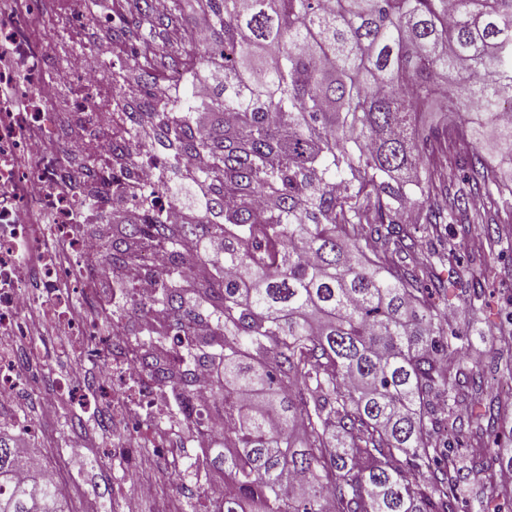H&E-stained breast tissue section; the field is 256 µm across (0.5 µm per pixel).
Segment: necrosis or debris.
Segmentation results:
<instances>
[{
	"label": "necrosis or debris",
	"mask_w": 512,
	"mask_h": 512,
	"mask_svg": "<svg viewBox=\"0 0 512 512\" xmlns=\"http://www.w3.org/2000/svg\"><path fill=\"white\" fill-rule=\"evenodd\" d=\"M47 14L46 0H0V337L25 341L59 328L66 349L94 346L100 370L80 390L69 377H59L51 408L108 405L113 457L150 448L174 474L184 459L177 446L183 423L168 388L142 369L128 311L99 288L102 278L122 279L126 270L100 262L101 246L87 227L98 220L97 199L126 183L143 192L129 199L134 210L147 198L164 217L175 203L153 189L162 162L156 153L142 150L116 179L91 160L94 152L114 155L119 144L115 128L123 116L100 92L101 75L112 61L86 46L65 71L83 96L62 102L61 80L49 74V38L41 24ZM36 363L51 365L38 351L24 357L0 344V400L30 389ZM223 423L215 415L193 431L198 478L207 504L215 506L223 503L227 486L208 482L205 443ZM126 480L127 487L118 490L121 512H139L144 496L156 512H177L173 491L153 477L131 469Z\"/></svg>",
	"instance_id": "1"
}]
</instances>
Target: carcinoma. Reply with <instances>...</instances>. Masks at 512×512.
<instances>
[{"instance_id":"obj_1","label":"carcinoma","mask_w":512,"mask_h":512,"mask_svg":"<svg viewBox=\"0 0 512 512\" xmlns=\"http://www.w3.org/2000/svg\"><path fill=\"white\" fill-rule=\"evenodd\" d=\"M132 22L154 24L149 0ZM210 40L190 57L170 99L154 97L156 54L135 61L165 156L155 188L193 220L146 214L125 224L101 259L122 263L153 240L169 265L153 303L169 309L185 355L148 342L145 367L173 381L178 415L197 421L190 366L213 371L214 400L235 420L212 440L210 465L233 491L216 512H457L461 473L480 499L512 504V482L479 479L441 438L458 400L483 399L478 370L443 364L463 348L452 309L482 313L461 277L438 267L453 251L424 252L400 208L414 191L412 223L436 232L457 221L472 189L445 185L442 163L492 135L477 155L498 223L512 221V0H197ZM220 80L196 93V68ZM445 112L482 109L464 123L420 125L424 102ZM222 111L202 131L195 112ZM224 262L208 267V244ZM209 323L206 336L194 326ZM509 404H480L458 432L481 437ZM43 464L0 432V512H69L61 488L38 481Z\"/></svg>"}]
</instances>
